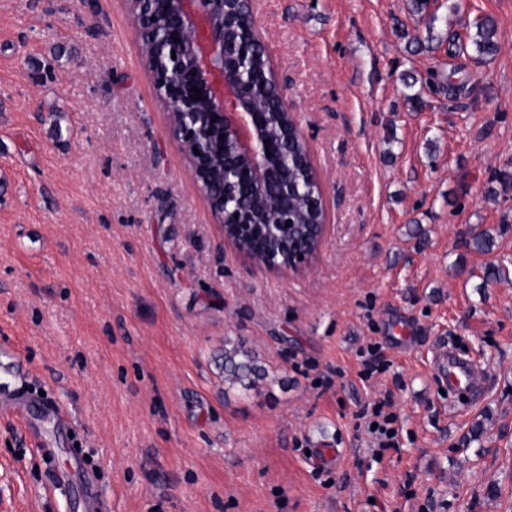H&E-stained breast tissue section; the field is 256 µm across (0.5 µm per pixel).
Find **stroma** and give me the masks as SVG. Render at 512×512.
Wrapping results in <instances>:
<instances>
[{"instance_id": "obj_1", "label": "stroma", "mask_w": 512, "mask_h": 512, "mask_svg": "<svg viewBox=\"0 0 512 512\" xmlns=\"http://www.w3.org/2000/svg\"><path fill=\"white\" fill-rule=\"evenodd\" d=\"M252 7L325 204L298 274L225 243L128 0H0V348L23 356L0 392L69 414L0 412V512H88L87 472L112 512H512V0ZM228 338L260 353L255 389L217 377ZM442 340L480 393L444 391ZM384 396L378 459L361 413ZM475 32L470 34L471 43L478 56L492 57L497 50L495 25L488 19H482L474 25ZM392 406L390 397L385 396L373 403L370 413L367 409L364 414L366 416L369 413L367 432L372 439V451L377 457H381L386 449L397 446V430L394 426L397 416L391 411ZM374 423H377V427L372 429Z\"/></svg>"}]
</instances>
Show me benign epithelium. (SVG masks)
Instances as JSON below:
<instances>
[{
	"mask_svg": "<svg viewBox=\"0 0 512 512\" xmlns=\"http://www.w3.org/2000/svg\"><path fill=\"white\" fill-rule=\"evenodd\" d=\"M142 52L169 115L168 135L184 154L224 240L242 244L260 225L275 226L288 250L249 256L270 271L302 272L315 260L326 224L301 227L293 205L306 199L325 212L311 158L288 174L296 145H306L283 92L285 116L270 133L272 113L260 105L266 83H276L251 0H130ZM179 41H174V38ZM200 95L191 99L192 87Z\"/></svg>",
	"mask_w": 512,
	"mask_h": 512,
	"instance_id": "benign-epithelium-1",
	"label": "benign epithelium"
}]
</instances>
